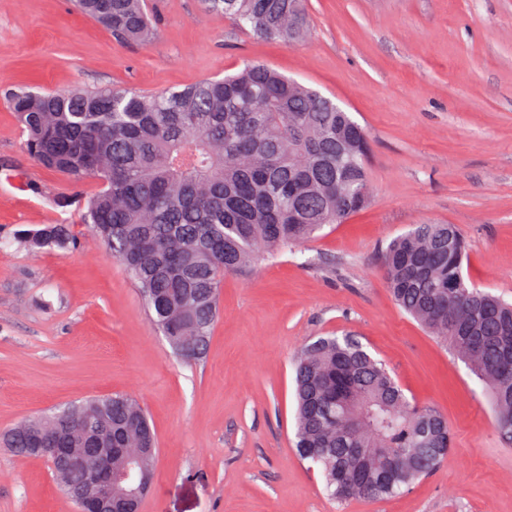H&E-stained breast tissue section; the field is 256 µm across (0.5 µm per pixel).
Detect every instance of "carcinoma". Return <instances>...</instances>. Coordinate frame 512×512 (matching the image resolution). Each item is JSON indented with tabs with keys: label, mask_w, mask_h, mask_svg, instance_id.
<instances>
[{
	"label": "carcinoma",
	"mask_w": 512,
	"mask_h": 512,
	"mask_svg": "<svg viewBox=\"0 0 512 512\" xmlns=\"http://www.w3.org/2000/svg\"><path fill=\"white\" fill-rule=\"evenodd\" d=\"M79 9L126 42L150 37L143 0H76ZM237 25L288 41L292 0H204ZM5 100L24 147L72 182L93 179L79 199L81 220L141 288L145 306L171 347L198 359L190 336L208 338L224 275L337 224L369 203L364 130L331 99L266 66L181 89L142 94L126 87L35 93ZM29 250L73 249L67 224L22 234ZM465 243L448 224H415L384 255L399 307L444 341L490 388L499 434L512 440V304L469 284ZM296 451L316 465L339 500L400 494L432 473L448 453L441 414L405 396L386 367L353 336H323L295 364ZM15 424L0 446L32 457L45 433L83 447L82 414L93 410L135 442L154 438L140 404L93 397ZM83 468L66 470L69 488L87 486Z\"/></svg>",
	"instance_id": "1"
}]
</instances>
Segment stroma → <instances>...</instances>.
Wrapping results in <instances>:
<instances>
[{
    "mask_svg": "<svg viewBox=\"0 0 512 512\" xmlns=\"http://www.w3.org/2000/svg\"><path fill=\"white\" fill-rule=\"evenodd\" d=\"M152 38L115 39L71 0H0V429L87 397L147 410L157 455L141 512H512V444L481 382L403 312L383 251L415 224L464 238L465 277L512 302V0H306L304 36L267 41L201 0H149ZM259 62L349 112L369 138L370 200L343 223L224 278L202 359L174 352L138 284L91 236L72 184L23 148L3 94L178 89ZM69 224L38 254L20 229ZM354 336L453 445L399 496L338 501L295 450L293 364ZM0 512H78L47 464L0 449Z\"/></svg>",
    "mask_w": 512,
    "mask_h": 512,
    "instance_id": "stroma-1",
    "label": "stroma"
}]
</instances>
